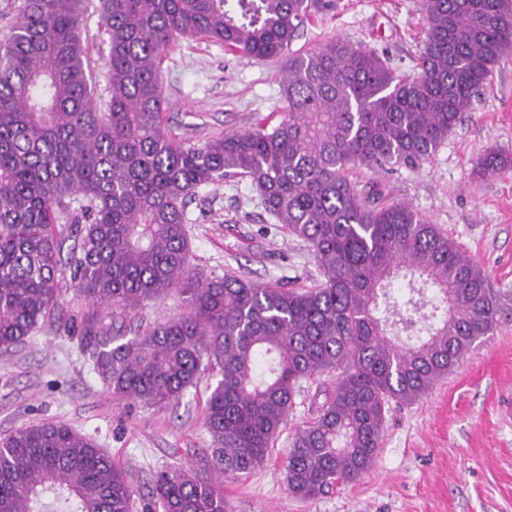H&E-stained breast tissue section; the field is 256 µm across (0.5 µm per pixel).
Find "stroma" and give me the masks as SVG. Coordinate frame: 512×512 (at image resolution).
<instances>
[{
  "mask_svg": "<svg viewBox=\"0 0 512 512\" xmlns=\"http://www.w3.org/2000/svg\"><path fill=\"white\" fill-rule=\"evenodd\" d=\"M325 2L291 52H312L340 37L374 50L398 72L414 73L427 29L424 0ZM81 32L102 102L109 95V43L98 0L84 15ZM282 67V60L232 55L212 41H179L162 65L168 133L201 144L249 128L256 119L279 118ZM492 150L512 156V53L427 161L388 172L356 167L349 178L387 201L411 203L439 225L490 275L512 308V170L480 174L478 164ZM186 214L191 262L201 277L231 270L289 288H309L322 279L307 245L275 223L248 180L201 187ZM60 288L54 327L0 349V437L24 424L66 423L132 472V512H142L157 471L210 466L203 426L207 384L188 388L169 408L113 398L67 331L88 305L71 281ZM185 310L183 296L173 290L122 319L132 333ZM335 381L323 375L304 382L264 464L245 477L225 478L231 512H512V322L476 344L427 396L391 407L376 461L359 480L302 500L288 491V448Z\"/></svg>",
  "mask_w": 512,
  "mask_h": 512,
  "instance_id": "35a3bbf8",
  "label": "stroma"
}]
</instances>
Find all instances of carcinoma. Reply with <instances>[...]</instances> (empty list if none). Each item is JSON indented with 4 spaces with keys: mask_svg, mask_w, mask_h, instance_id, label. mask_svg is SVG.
I'll list each match as a JSON object with an SVG mask.
<instances>
[{
    "mask_svg": "<svg viewBox=\"0 0 512 512\" xmlns=\"http://www.w3.org/2000/svg\"><path fill=\"white\" fill-rule=\"evenodd\" d=\"M89 3L21 0L0 44V347L54 319L68 276L98 307L74 331L113 397L167 407L216 378L204 411L214 469L160 471L166 512H229L224 476L261 466L301 382L324 373L336 385L291 441L288 491L315 499L357 481L391 406L421 399L512 310L438 225L364 194L348 171L414 168L436 152L512 48V0H425L412 76L340 38L285 56L319 0H100L101 105L80 28ZM190 38L287 57L280 121L201 145L169 135L162 62ZM479 167L512 170V157L492 151ZM234 178L308 245L323 282L197 275L187 205ZM172 289L188 311L125 336L112 308ZM133 494L129 471L65 423L0 438V512H131Z\"/></svg>",
    "mask_w": 512,
    "mask_h": 512,
    "instance_id": "1",
    "label": "carcinoma"
}]
</instances>
